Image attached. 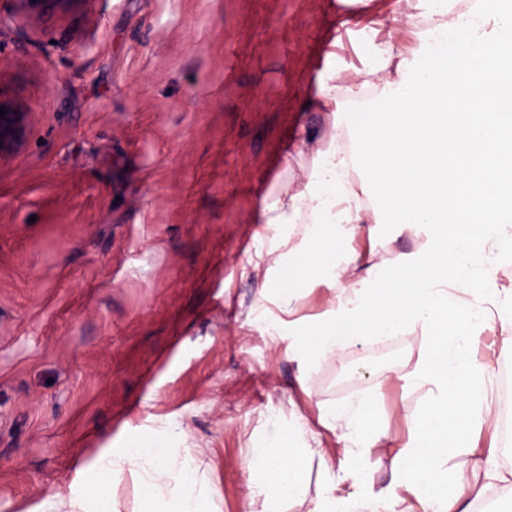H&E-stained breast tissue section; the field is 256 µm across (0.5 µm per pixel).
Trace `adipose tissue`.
Here are the masks:
<instances>
[{
    "instance_id": "obj_1",
    "label": "adipose tissue",
    "mask_w": 512,
    "mask_h": 512,
    "mask_svg": "<svg viewBox=\"0 0 512 512\" xmlns=\"http://www.w3.org/2000/svg\"><path fill=\"white\" fill-rule=\"evenodd\" d=\"M458 0H396L398 13L447 32L418 49L388 38L373 46L365 78L384 82L358 105L359 119H343L356 83L329 63L314 78L313 103L333 118L330 142L315 150L301 188L279 189L260 221L282 228L256 263L280 267L275 291L292 313L302 284L327 288L328 307L313 324L268 323L270 335H289L288 352L313 363L341 358L356 336H396L420 330L426 344L405 383L429 398L411 417L399 481L418 494L422 512H474L448 491V458L475 445V435H498V411L485 389L487 368L476 357L484 330L499 329L512 346V121L501 118L512 98V9L505 0H479L460 21ZM416 239L414 250L386 259L361 257L359 242L376 241L381 225ZM493 257L491 266L475 256ZM371 401L320 411L323 430L349 455L375 447ZM317 461L323 491L313 512H402L393 493L366 498L348 487L318 433L267 437L243 462L262 497L261 512H287L305 500L301 462ZM105 489L57 492L36 512H115L107 487L124 474L142 488L141 512H217L206 473L173 454L166 442L137 443L99 454L92 463Z\"/></svg>"
}]
</instances>
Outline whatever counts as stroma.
<instances>
[{
  "label": "stroma",
  "instance_id": "35a3bbf8",
  "mask_svg": "<svg viewBox=\"0 0 512 512\" xmlns=\"http://www.w3.org/2000/svg\"><path fill=\"white\" fill-rule=\"evenodd\" d=\"M394 0H83L61 16L13 15L0 75L35 120L0 161V512H32L105 449L166 438L210 479L220 512H259L246 448L319 430L357 349L312 365L289 356L258 312L280 273L255 265L273 182L295 188L326 140L309 80L329 60L364 69L359 31L392 29ZM423 350L403 338L370 389L380 441L353 479L393 484L408 386Z\"/></svg>",
  "mask_w": 512,
  "mask_h": 512
}]
</instances>
